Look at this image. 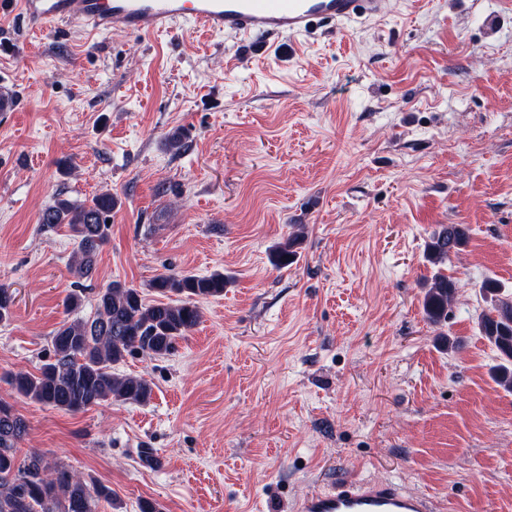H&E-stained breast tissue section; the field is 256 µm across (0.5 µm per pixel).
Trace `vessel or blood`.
<instances>
[{
  "mask_svg": "<svg viewBox=\"0 0 512 512\" xmlns=\"http://www.w3.org/2000/svg\"><path fill=\"white\" fill-rule=\"evenodd\" d=\"M390 0H0L42 29L73 25L93 33H163L180 22L262 45L295 41L321 24L386 14ZM423 495L391 482L344 480L308 493L298 512H431Z\"/></svg>",
  "mask_w": 512,
  "mask_h": 512,
  "instance_id": "1",
  "label": "vessel or blood"
}]
</instances>
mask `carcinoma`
<instances>
[{"mask_svg":"<svg viewBox=\"0 0 512 512\" xmlns=\"http://www.w3.org/2000/svg\"><path fill=\"white\" fill-rule=\"evenodd\" d=\"M118 205L111 193L84 201L59 195L42 211L39 223L66 224L77 238L70 267L76 277L92 276ZM468 238L466 226L448 224L427 245L426 259L436 272L424 290L422 308L433 324L448 319L456 294L455 282L439 268ZM293 246L290 242L274 250L275 266H288L294 257ZM226 284L219 271L207 276L162 275L152 288L166 301L150 304L138 289L114 281L98 293L93 318L67 321L56 330L53 361L43 364L36 374L10 373L8 383L27 399L71 413L108 401L147 403L153 392L150 382L120 374L116 366L135 353L158 358L169 355L176 340L199 323L200 302L223 295ZM483 291L494 297V304L479 317L478 331L499 354L494 380L512 391V293L494 280L486 281ZM26 433L24 419L11 404L0 400V512H95L99 500L112 498L111 489L101 483L88 482L67 469L50 468L37 450L17 463L15 448Z\"/></svg>","mask_w":512,"mask_h":512,"instance_id":"cac0c4a2","label":"carcinoma"}]
</instances>
